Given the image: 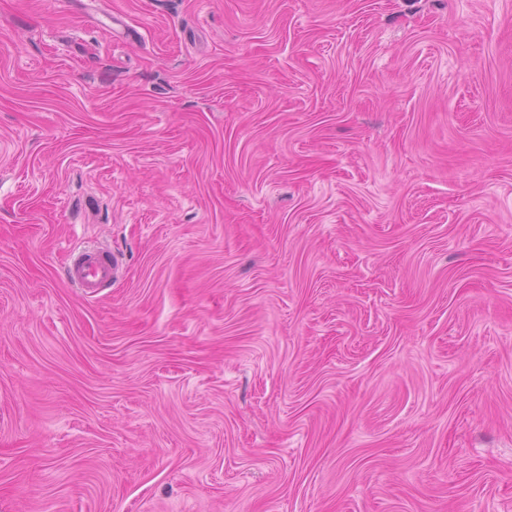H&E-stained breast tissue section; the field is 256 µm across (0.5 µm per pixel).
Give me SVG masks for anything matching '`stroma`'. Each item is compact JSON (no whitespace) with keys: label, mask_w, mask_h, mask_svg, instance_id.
I'll return each mask as SVG.
<instances>
[{"label":"stroma","mask_w":512,"mask_h":512,"mask_svg":"<svg viewBox=\"0 0 512 512\" xmlns=\"http://www.w3.org/2000/svg\"><path fill=\"white\" fill-rule=\"evenodd\" d=\"M0 512H512V0H0ZM120 263L109 249H81L65 270L67 279L87 298H96L102 288L112 284Z\"/></svg>","instance_id":"stroma-1"}]
</instances>
